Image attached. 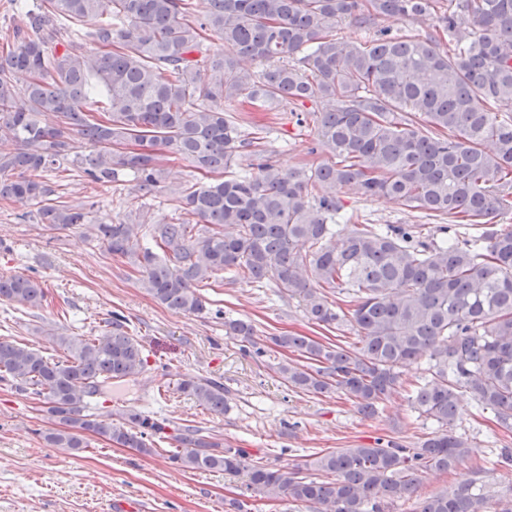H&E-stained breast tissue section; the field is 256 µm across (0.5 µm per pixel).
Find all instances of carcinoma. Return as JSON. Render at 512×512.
<instances>
[{"instance_id": "obj_1", "label": "carcinoma", "mask_w": 512, "mask_h": 512, "mask_svg": "<svg viewBox=\"0 0 512 512\" xmlns=\"http://www.w3.org/2000/svg\"><path fill=\"white\" fill-rule=\"evenodd\" d=\"M207 2L201 17L192 0H39L25 10L15 47L0 51V199L34 201L52 230L93 225L107 251L138 262L147 291L176 312L203 313L197 288L224 273L274 283L326 327L341 321L328 292L347 299L361 346L272 338L320 363L278 367L303 392L340 391L374 415L399 386L400 368L427 359L431 377L415 387L412 405L439 429L414 448L389 440L275 468L187 428L168 449L186 470L245 471L247 490L268 498L318 512H384L417 495L419 470L447 472L474 455L453 432L459 390L512 429V229L493 224L512 215V0H448L437 33L366 46L337 37L336 26L420 16L439 0ZM208 33L220 36L224 52L210 53ZM84 38L97 52H83ZM19 71L30 76L22 88ZM305 101L321 104L312 113L318 146L335 162L284 171L257 152L254 173L233 170L236 144L255 140L244 141L224 103ZM46 115L55 123L43 124ZM83 147L88 153H75ZM162 149L216 178L174 189L193 220L153 229L161 258L141 249L142 224L95 221L43 179L70 163L97 183L129 172L152 194L163 181ZM344 188L446 219L450 225L438 226L445 238L429 237L424 224L341 228ZM196 224L205 230L194 241ZM44 297L38 281L0 274V301L36 307ZM224 331L254 336L242 319L224 321ZM50 340L64 358L0 341V372L44 396L64 425L44 435L46 444L77 453L88 432L156 452L166 419L134 411L116 424L87 413L104 380L141 373L138 341L112 322L86 339ZM179 390L224 414V387L190 378ZM480 474L423 497L417 512H487Z\"/></svg>"}]
</instances>
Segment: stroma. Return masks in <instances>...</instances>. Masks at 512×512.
Returning a JSON list of instances; mask_svg holds the SVG:
<instances>
[{"label": "stroma", "mask_w": 512, "mask_h": 512, "mask_svg": "<svg viewBox=\"0 0 512 512\" xmlns=\"http://www.w3.org/2000/svg\"><path fill=\"white\" fill-rule=\"evenodd\" d=\"M435 25V17L428 14L381 17L375 30L423 37ZM375 30L345 23L336 35L364 43ZM318 109V104L307 102L273 112H243L239 118L247 134L252 123L265 125L262 147L282 169L316 167L333 160L330 153L314 147L310 115ZM160 164L166 179L161 189L147 196L124 172L106 185L65 172L52 174L51 179L68 200L91 205L94 217L173 223L179 216L175 185L191 179L203 183L207 177L166 150ZM340 197L345 215L362 223L424 221L422 214L387 197H366L346 189ZM0 273L35 277L45 291L42 304L34 308L0 303V341H17L49 353L50 334L94 336L111 315H118L141 344L146 368L138 377L103 387L97 413L116 422L128 409L158 411L169 420L162 449L152 455L109 445L90 433L84 436L87 446L81 452L51 448L44 436L59 429L60 423L42 397L31 388L0 380V512H112L126 501L138 502L141 512H234L230 502L237 498L246 512H312L298 503L242 493L240 479L220 471L181 470L166 451L174 447L175 436L192 426L222 447L247 449L252 457L272 465H295L323 449L371 446L381 438L412 448L437 429L412 406L413 387L426 377L427 360L403 367L402 386L372 417L360 414L339 394L299 392L277 372L287 353L273 344V337H339L354 344L358 337L352 323L325 329L308 319L298 298L229 275L205 289L209 305L204 313L170 310L144 288L142 269L126 257L108 253L91 225L49 233L39 224L33 201L0 200ZM228 318L250 321L255 328L252 342L225 336ZM193 377L223 384L228 397L224 414H213L180 392V383ZM453 431L475 448L476 459L447 473L420 471V495L469 480L478 467L492 495L511 492L512 462L502 459L500 450L512 448V430L496 413L481 409L469 393L459 392Z\"/></svg>", "instance_id": "stroma-1"}]
</instances>
